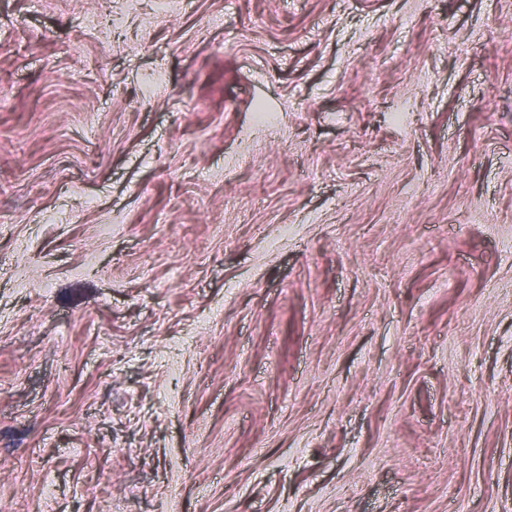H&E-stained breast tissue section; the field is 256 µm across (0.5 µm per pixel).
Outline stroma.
<instances>
[{"mask_svg": "<svg viewBox=\"0 0 512 512\" xmlns=\"http://www.w3.org/2000/svg\"><path fill=\"white\" fill-rule=\"evenodd\" d=\"M112 6L0 0V512H512V0Z\"/></svg>", "mask_w": 512, "mask_h": 512, "instance_id": "stroma-1", "label": "stroma"}]
</instances>
